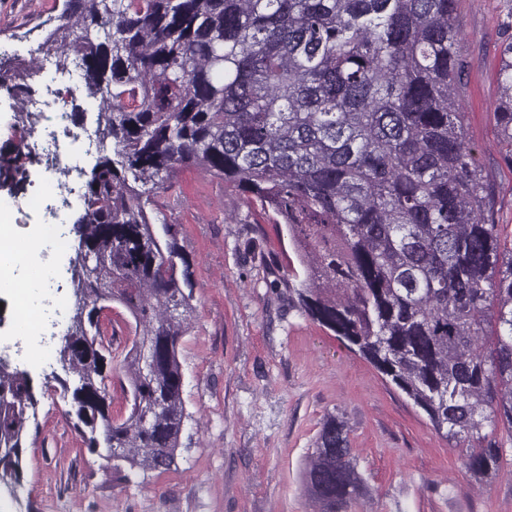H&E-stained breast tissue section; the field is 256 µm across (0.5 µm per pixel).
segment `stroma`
Instances as JSON below:
<instances>
[{
	"instance_id": "1",
	"label": "stroma",
	"mask_w": 512,
	"mask_h": 512,
	"mask_svg": "<svg viewBox=\"0 0 512 512\" xmlns=\"http://www.w3.org/2000/svg\"><path fill=\"white\" fill-rule=\"evenodd\" d=\"M63 0H0V62L8 83L42 43ZM465 71L457 99L464 135L493 197L503 251L512 250V160L494 105L504 104L500 46L512 39V0H459ZM43 163L21 186H0V212L26 240L53 223L25 208L41 190ZM160 199L190 262L194 313L181 341L188 418L177 463L125 480L90 452L66 417L58 383L29 357L15 293L0 287V357L34 380L39 429L19 479L0 481V512H313L301 472L327 415L345 420L357 469L372 495L355 512H512V463L472 480L461 450L328 328L294 307L286 289L302 269L284 224L223 178L177 172ZM280 288H272V281Z\"/></svg>"
}]
</instances>
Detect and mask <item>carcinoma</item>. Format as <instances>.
Listing matches in <instances>:
<instances>
[{"label": "carcinoma", "mask_w": 512, "mask_h": 512, "mask_svg": "<svg viewBox=\"0 0 512 512\" xmlns=\"http://www.w3.org/2000/svg\"><path fill=\"white\" fill-rule=\"evenodd\" d=\"M457 0H65L40 47L78 84L102 133L75 220L71 324L58 351L74 427L117 472L176 465L187 418L180 341L194 309L176 225L151 222L182 168L224 178L285 219L302 313L336 333L467 444L483 480L512 453V257L454 96ZM512 101V43L502 49ZM42 67L4 86L30 101ZM512 154V110L497 112ZM112 150H107V147ZM182 270H177V264ZM135 321L119 361L128 415H108L100 311ZM38 401L0 362V476L17 479ZM507 428V438L485 433ZM317 512L371 494L344 420L327 416L303 470Z\"/></svg>", "instance_id": "1"}]
</instances>
